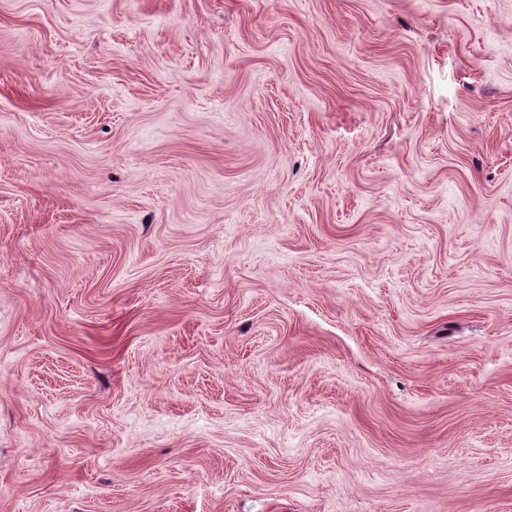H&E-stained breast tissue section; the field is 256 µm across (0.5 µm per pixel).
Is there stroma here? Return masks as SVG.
<instances>
[{
  "mask_svg": "<svg viewBox=\"0 0 512 512\" xmlns=\"http://www.w3.org/2000/svg\"><path fill=\"white\" fill-rule=\"evenodd\" d=\"M0 512H512V0H0Z\"/></svg>",
  "mask_w": 512,
  "mask_h": 512,
  "instance_id": "obj_1",
  "label": "stroma"
}]
</instances>
